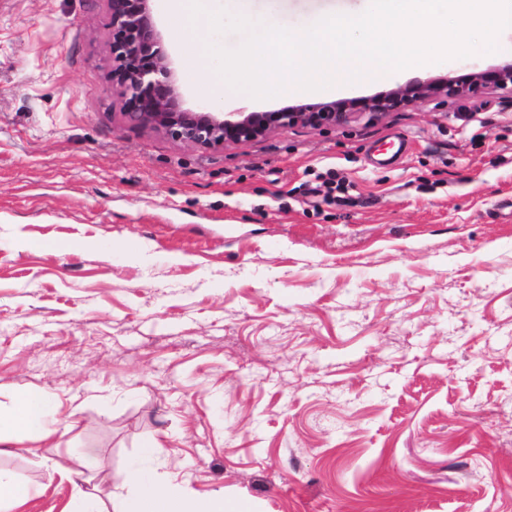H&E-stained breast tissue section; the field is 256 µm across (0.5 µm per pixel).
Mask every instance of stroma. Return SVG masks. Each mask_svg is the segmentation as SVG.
I'll return each mask as SVG.
<instances>
[{"instance_id":"stroma-1","label":"stroma","mask_w":512,"mask_h":512,"mask_svg":"<svg viewBox=\"0 0 512 512\" xmlns=\"http://www.w3.org/2000/svg\"><path fill=\"white\" fill-rule=\"evenodd\" d=\"M365 4L207 7L300 30ZM162 5L184 107L305 104L212 103ZM111 74L109 0H0V405L72 419L0 457L38 490L5 512L108 510L135 468L257 512H512V93L202 150L126 124Z\"/></svg>"}]
</instances>
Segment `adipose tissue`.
I'll use <instances>...</instances> for the list:
<instances>
[{"mask_svg": "<svg viewBox=\"0 0 512 512\" xmlns=\"http://www.w3.org/2000/svg\"><path fill=\"white\" fill-rule=\"evenodd\" d=\"M58 409L40 389L17 391L8 408H0V446L30 437L35 443L48 442L56 433ZM119 512H246L243 503L188 497L179 488L161 487L143 472L129 473L123 494L117 495Z\"/></svg>", "mask_w": 512, "mask_h": 512, "instance_id": "obj_1", "label": "adipose tissue"}]
</instances>
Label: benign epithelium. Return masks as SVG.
<instances>
[{"instance_id":"1","label":"benign epithelium","mask_w":512,"mask_h":512,"mask_svg":"<svg viewBox=\"0 0 512 512\" xmlns=\"http://www.w3.org/2000/svg\"><path fill=\"white\" fill-rule=\"evenodd\" d=\"M151 0H110L112 23V91L123 104L125 122L152 127L170 138L202 148L251 141L275 127H334L354 116L377 118L386 112L430 98H465L488 88L512 92V63L469 74L463 79L435 80L371 99L300 105L283 112H213L184 108L168 57L151 18Z\"/></svg>"}]
</instances>
